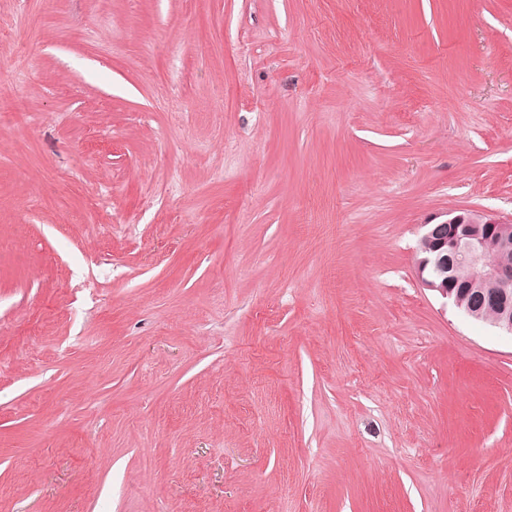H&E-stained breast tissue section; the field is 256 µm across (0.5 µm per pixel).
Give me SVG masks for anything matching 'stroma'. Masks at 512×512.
Segmentation results:
<instances>
[{
	"mask_svg": "<svg viewBox=\"0 0 512 512\" xmlns=\"http://www.w3.org/2000/svg\"><path fill=\"white\" fill-rule=\"evenodd\" d=\"M0 512H512V336L416 277L512 221V0H0Z\"/></svg>",
	"mask_w": 512,
	"mask_h": 512,
	"instance_id": "35a3bbf8",
	"label": "stroma"
}]
</instances>
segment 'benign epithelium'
Segmentation results:
<instances>
[{
  "instance_id": "7a95c632",
  "label": "benign epithelium",
  "mask_w": 512,
  "mask_h": 512,
  "mask_svg": "<svg viewBox=\"0 0 512 512\" xmlns=\"http://www.w3.org/2000/svg\"><path fill=\"white\" fill-rule=\"evenodd\" d=\"M431 254L417 265L422 287L461 307L462 293L487 294L499 307L492 325L512 335V222L474 209L436 214L422 225Z\"/></svg>"
}]
</instances>
